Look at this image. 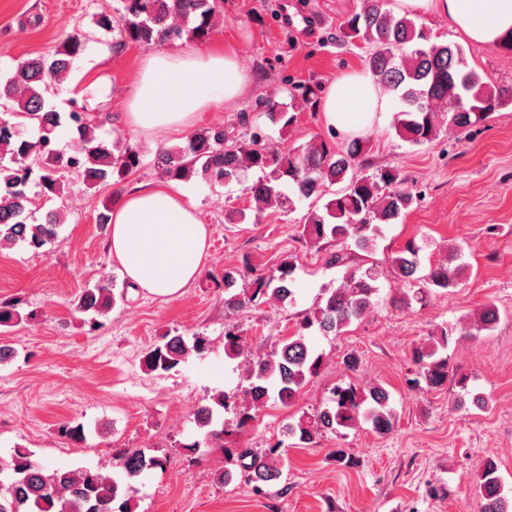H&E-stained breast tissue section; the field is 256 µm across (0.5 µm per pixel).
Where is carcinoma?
Listing matches in <instances>:
<instances>
[{
    "instance_id": "obj_1",
    "label": "carcinoma",
    "mask_w": 512,
    "mask_h": 512,
    "mask_svg": "<svg viewBox=\"0 0 512 512\" xmlns=\"http://www.w3.org/2000/svg\"><path fill=\"white\" fill-rule=\"evenodd\" d=\"M116 13L99 15L98 26L117 32L120 47L128 43L165 46L191 36L206 39L220 18L218 0H119ZM343 36L359 41L365 49V72L383 89L395 96L400 105L395 130L405 141L421 145L432 140L442 120L464 132L488 117L512 105V87L490 86L469 69L464 49L459 45L437 44L409 14H397L390 0H362L360 11L343 24ZM86 50V42L78 34L66 38L62 47L50 56L29 57L20 61L11 75L0 80V106L6 116L0 117V248L19 242L38 252L57 237L60 218L47 214L45 222L31 224L28 185L34 184L36 195L60 197L66 187L59 171L75 170L82 177L85 192L95 195L105 183L119 182L136 170L142 162L133 147L122 146L96 134L99 123L75 106L61 112L48 97L52 85L61 84ZM268 120L283 126L294 121L275 103L265 104ZM37 129V138L24 135V127ZM72 133L69 151L55 148L58 129ZM364 149L360 138L352 140L344 151H332L323 140H312L294 149H271L261 145L259 134L249 138L235 136L222 125L197 132L184 146L162 147L155 164L171 179L201 176L208 184L242 182L245 173L258 170L262 176L248 187L253 200L275 206L283 212L294 209L295 202L321 193L325 183H345L344 188L324 206L308 214L301 237L309 244L325 239L336 242L352 240L360 249L375 245L382 233L381 225L397 219L411 204V196L398 188L401 183L395 169H380L374 175L362 172L355 164ZM421 247L406 244L392 259L395 274L414 279L420 270ZM454 254L429 266L423 280L427 285L447 290L456 285L462 266H451ZM293 265H280V275L257 276L250 291H235L240 271H224V307L237 313L260 300L279 304L292 303L295 292L290 274ZM380 273L372 268L352 271L344 283L332 290L324 303L303 316L293 335L280 343L271 355H245L242 337L229 329L224 333L225 352L245 355L250 384L236 407L235 424L224 420L227 396L218 392L213 405L197 411L196 424L203 440L184 445L194 453L201 446L223 445L224 435L235 428L241 430L252 419V412L270 399L286 405L299 390L317 376L323 355L306 341L305 331L317 327L324 336H339L353 321L370 312L378 302ZM115 283L107 281L82 291L75 311L89 320L91 328L101 326L99 318L115 303ZM23 320L17 303L0 301V327H12ZM499 320L492 304L481 308L476 319L461 325L470 330H486ZM204 339L187 341L182 336H165L143 355L149 372L169 371L191 354L204 350ZM448 332L431 335L414 350L417 374L429 386L448 380ZM389 392L377 384L366 391L349 385L333 390L330 403L315 414L303 415L286 427L288 436L302 444H310L324 431L340 432L364 420L379 435L393 428ZM249 459L244 465L248 480L267 484L279 479L284 465L280 444L261 453L244 452ZM163 466L161 459L141 448H127L113 458L111 468H78L61 471L33 459L26 448H17L10 459H0V473H8L10 483L0 492V512H133L130 481L141 474ZM476 488L483 499L482 512H512V498L503 493L499 465L486 458L479 467Z\"/></svg>"
}]
</instances>
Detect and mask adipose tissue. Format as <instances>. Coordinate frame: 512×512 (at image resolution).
<instances>
[{
  "label": "adipose tissue",
  "mask_w": 512,
  "mask_h": 512,
  "mask_svg": "<svg viewBox=\"0 0 512 512\" xmlns=\"http://www.w3.org/2000/svg\"><path fill=\"white\" fill-rule=\"evenodd\" d=\"M400 11L446 18L460 39L500 48L512 38V0H396ZM249 83L235 52L202 49L155 51L138 67L124 120L155 134L193 126L203 112L238 99ZM389 96L363 70L330 82L321 100L324 124L347 137L382 122ZM209 230L176 182H148L120 193L112 206L108 249L127 280L144 293L172 296L203 273Z\"/></svg>",
  "instance_id": "adipose-tissue-1"
}]
</instances>
